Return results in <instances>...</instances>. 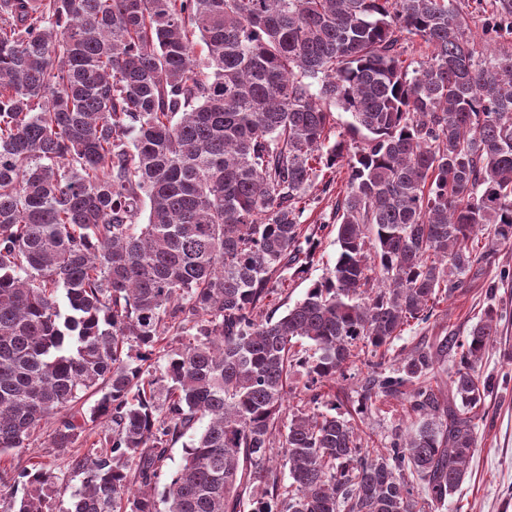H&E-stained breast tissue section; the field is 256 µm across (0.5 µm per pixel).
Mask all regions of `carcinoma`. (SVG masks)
<instances>
[{
  "label": "carcinoma",
  "instance_id": "carcinoma-1",
  "mask_svg": "<svg viewBox=\"0 0 512 512\" xmlns=\"http://www.w3.org/2000/svg\"><path fill=\"white\" fill-rule=\"evenodd\" d=\"M476 8L478 40L455 0H0V456L89 443L66 500L47 461L0 470L12 512L448 508L502 314L388 352L512 242V0ZM320 231L333 268L277 313ZM359 361L355 415L417 418L379 444L329 391ZM313 197L316 199L303 214L301 224L311 227L317 224H331L330 216L336 202V192L333 195H324L314 191Z\"/></svg>",
  "mask_w": 512,
  "mask_h": 512
}]
</instances>
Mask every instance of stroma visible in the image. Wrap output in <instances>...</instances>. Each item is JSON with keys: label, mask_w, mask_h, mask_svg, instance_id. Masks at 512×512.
<instances>
[{"label": "stroma", "mask_w": 512, "mask_h": 512, "mask_svg": "<svg viewBox=\"0 0 512 512\" xmlns=\"http://www.w3.org/2000/svg\"><path fill=\"white\" fill-rule=\"evenodd\" d=\"M337 250L335 235L322 236L319 264L304 277L289 280L287 290L277 295L275 306L285 308L300 300L309 286L333 266ZM495 259L494 266L481 275L468 277L465 288L440 303L429 324L413 325L393 345L398 351L439 336L464 337L488 305H496L503 312L497 340L478 365L480 375L492 378L495 390L479 409L477 447L469 474L461 490L449 499L447 512H512V362L507 359L512 352V281L498 279L500 269H512V244L498 245ZM354 425L360 434L380 441L397 427H409L410 422L400 403L393 400L377 404ZM68 458V452L43 444L0 457V464L24 467L39 459L52 462L61 478L59 491L69 493L80 486L81 478L69 470Z\"/></svg>", "instance_id": "35a3bbf8"}]
</instances>
